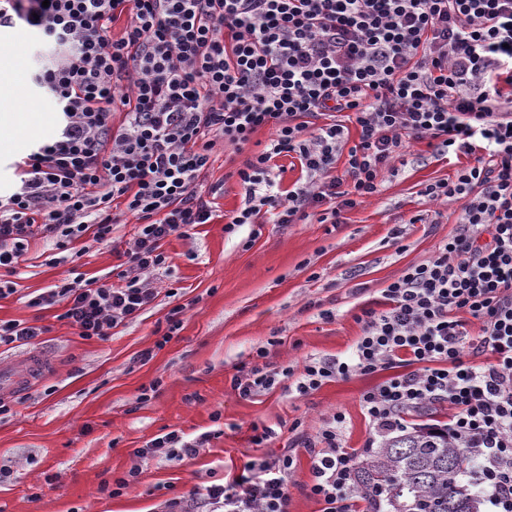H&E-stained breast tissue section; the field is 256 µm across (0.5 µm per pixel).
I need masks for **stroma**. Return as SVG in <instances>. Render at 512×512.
<instances>
[{
    "instance_id": "35a3bbf8",
    "label": "stroma",
    "mask_w": 512,
    "mask_h": 512,
    "mask_svg": "<svg viewBox=\"0 0 512 512\" xmlns=\"http://www.w3.org/2000/svg\"><path fill=\"white\" fill-rule=\"evenodd\" d=\"M24 85L16 106L50 115L32 144L58 138L61 115L52 94L33 76L52 62L39 31L26 33ZM209 182L224 193L210 223L186 238H167L166 262L150 275L158 291L141 315L112 331L108 340L84 339L62 305L28 307L65 269L85 278L117 277L136 233L134 221L114 225L110 241H75L68 263L55 262L54 245L30 246L13 294L0 297V320L44 327L32 344L0 347V368L31 355L46 364L28 393L7 398L0 414V512H161L166 499L193 488L221 484L245 461L265 458L296 432L315 434L332 411L349 420L345 443L366 447L369 428L360 396L382 374L335 379L308 394L293 389L309 357L348 356L361 334L362 309H380L382 290L412 265L432 258L453 235L454 206L427 203L421 191L470 163V156H436L423 143L405 149L397 172H384L379 193L344 210L337 224L310 218L304 224H246L227 228L241 201L233 173L243 156L216 147ZM421 214L425 223H412ZM404 234L393 238V228ZM182 307L169 331L167 317ZM287 378L272 390L243 398L231 387L257 349ZM276 435L263 447L249 443L253 424ZM176 431L207 435L197 456L174 468L164 459L139 461L134 451ZM137 476L122 494L115 479Z\"/></svg>"
}]
</instances>
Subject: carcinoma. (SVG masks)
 Wrapping results in <instances>:
<instances>
[{"instance_id": "cac0c4a2", "label": "carcinoma", "mask_w": 512, "mask_h": 512, "mask_svg": "<svg viewBox=\"0 0 512 512\" xmlns=\"http://www.w3.org/2000/svg\"><path fill=\"white\" fill-rule=\"evenodd\" d=\"M456 460L448 470V459ZM469 445L435 427H414L366 452L356 468V487L370 512H481L471 472Z\"/></svg>"}]
</instances>
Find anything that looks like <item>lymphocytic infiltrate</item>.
Instances as JSON below:
<instances>
[{
	"label": "lymphocytic infiltrate",
	"mask_w": 512,
	"mask_h": 512,
	"mask_svg": "<svg viewBox=\"0 0 512 512\" xmlns=\"http://www.w3.org/2000/svg\"><path fill=\"white\" fill-rule=\"evenodd\" d=\"M20 21L52 55L35 80L63 127L0 195V295L13 293L31 243H101L132 216L120 284L64 278L27 302L62 303L86 339L138 318L158 295L148 276L165 262L163 241L210 222L220 187L204 180L218 144L240 152L271 132L237 171L238 227L267 210L277 224L314 210L338 219L378 193L413 142L472 156L422 191L457 204L456 234L383 289L385 309L363 310L349 358H309L295 389L386 372L360 397L374 438L449 405V436L473 445L490 503L512 512V0H0V27ZM339 112L358 126L356 143ZM291 154L306 180L284 191L273 161ZM346 431L337 410L297 441L321 512H363ZM202 445L172 431L134 454L179 465ZM294 450L170 499L167 512H288Z\"/></svg>",
	"instance_id": "1"
}]
</instances>
